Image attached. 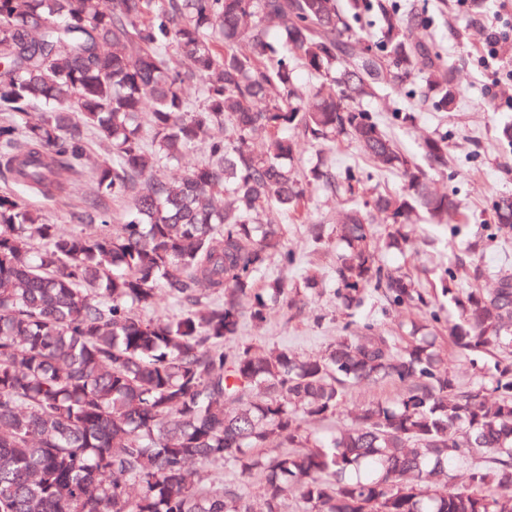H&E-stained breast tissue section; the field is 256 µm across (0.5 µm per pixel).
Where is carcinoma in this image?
Returning a JSON list of instances; mask_svg holds the SVG:
<instances>
[{"instance_id": "1", "label": "carcinoma", "mask_w": 512, "mask_h": 512, "mask_svg": "<svg viewBox=\"0 0 512 512\" xmlns=\"http://www.w3.org/2000/svg\"><path fill=\"white\" fill-rule=\"evenodd\" d=\"M426 15L377 13L376 51L336 0H0V512H251L241 486L193 465L262 477L263 512H512V266L496 288L468 289L486 270L454 254L441 271L447 303L399 266L386 265L368 214L386 216V247L407 244L403 226L464 229L454 195L431 191L429 171L448 168V138L403 153L361 101L385 84L422 77L448 111L457 76L408 38ZM182 52L177 65L171 46ZM317 82L298 86L296 63ZM197 84L200 103L186 97ZM354 142L402 193L361 202V180L322 162L315 179L346 197L335 235L336 295L350 318L317 355L231 344L241 319L262 323L293 292L319 280L257 279L277 256L296 255L281 227L261 223L274 206L309 210L310 183L286 160L306 143ZM104 154L96 191L65 233L23 195L71 194L88 140ZM204 164L179 181L155 176L192 148ZM129 199L110 227L108 203ZM490 202L481 241H512V209ZM161 285L185 307L148 317ZM378 299L417 319L379 327L360 315ZM458 315L448 319V307ZM480 373L464 387L448 371L434 329ZM396 382L391 402L336 416L350 387ZM467 484L437 486L451 468Z\"/></svg>"}]
</instances>
